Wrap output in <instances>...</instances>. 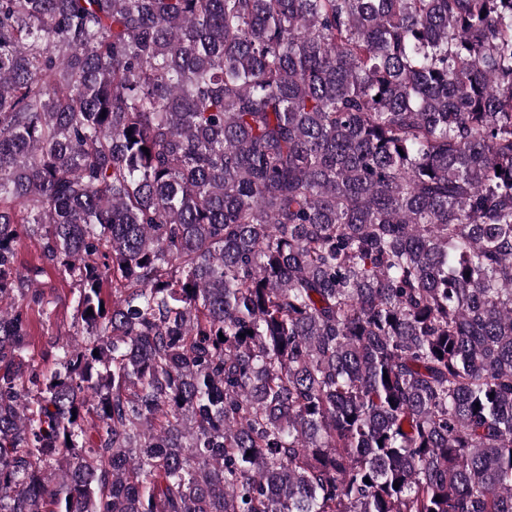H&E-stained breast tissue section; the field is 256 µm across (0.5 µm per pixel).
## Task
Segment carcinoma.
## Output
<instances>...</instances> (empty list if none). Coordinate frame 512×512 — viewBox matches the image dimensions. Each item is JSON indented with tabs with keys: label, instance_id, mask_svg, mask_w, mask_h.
<instances>
[{
	"label": "carcinoma",
	"instance_id": "obj_1",
	"mask_svg": "<svg viewBox=\"0 0 512 512\" xmlns=\"http://www.w3.org/2000/svg\"><path fill=\"white\" fill-rule=\"evenodd\" d=\"M0 512H512V0H0ZM18 258L23 267L41 265L38 260L40 245L37 237L22 235L17 244ZM43 266V272L35 276L39 286L55 300L53 330L59 336H71L77 332L74 320L75 286L56 269Z\"/></svg>",
	"mask_w": 512,
	"mask_h": 512
}]
</instances>
